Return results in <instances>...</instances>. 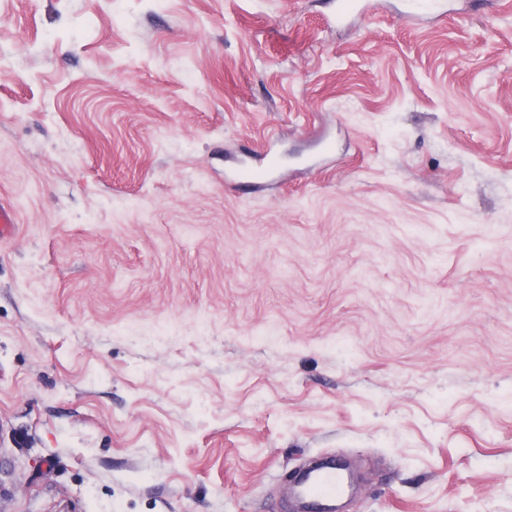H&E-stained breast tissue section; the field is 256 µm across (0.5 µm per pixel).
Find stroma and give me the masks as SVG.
I'll return each instance as SVG.
<instances>
[{"label":"stroma","instance_id":"35a3bbf8","mask_svg":"<svg viewBox=\"0 0 512 512\" xmlns=\"http://www.w3.org/2000/svg\"><path fill=\"white\" fill-rule=\"evenodd\" d=\"M330 2L0 0V512H512V0ZM303 486L306 488L305 507L314 509L341 497L348 483L335 467L320 465L306 474Z\"/></svg>","mask_w":512,"mask_h":512}]
</instances>
